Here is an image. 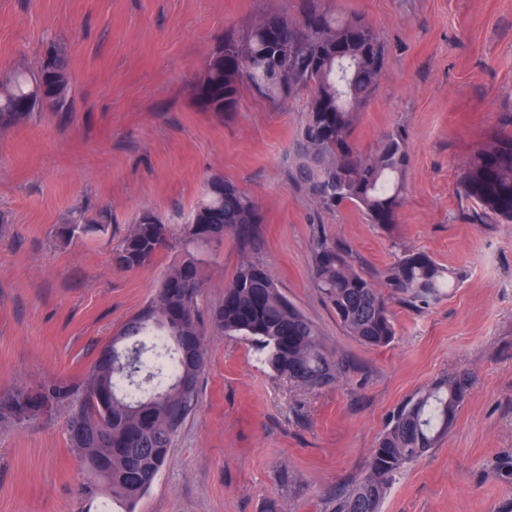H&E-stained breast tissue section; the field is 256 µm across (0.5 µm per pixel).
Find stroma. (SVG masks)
Here are the masks:
<instances>
[{"mask_svg":"<svg viewBox=\"0 0 512 512\" xmlns=\"http://www.w3.org/2000/svg\"><path fill=\"white\" fill-rule=\"evenodd\" d=\"M380 32V85L353 137L392 129L409 146L408 196L392 229L353 207L317 208L293 176L306 98L271 103L242 87L231 112H207L188 85L208 51L298 0H0V74L37 70L64 46L72 109L0 133V393L78 385L99 351L156 294L181 258L164 249L120 270L111 249L149 209L186 223L204 183L222 178L264 216L254 241L206 250L203 303L219 304L244 260L264 265L318 327L346 372L320 389L273 375L254 344L211 333L199 404L134 512H333L365 474L401 404L469 371V393L436 448L393 480L380 512H512V224L479 219L458 189L471 155L512 115V0H325ZM110 232L61 239L78 212ZM381 277L405 250L464 271L419 308L393 297L396 336L371 348L318 291L320 235ZM69 411L0 426V512H96L91 477L69 444Z\"/></svg>","mask_w":512,"mask_h":512,"instance_id":"35a3bbf8","label":"stroma"}]
</instances>
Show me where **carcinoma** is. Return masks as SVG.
I'll return each instance as SVG.
<instances>
[{
    "label": "carcinoma",
    "instance_id": "1",
    "mask_svg": "<svg viewBox=\"0 0 512 512\" xmlns=\"http://www.w3.org/2000/svg\"><path fill=\"white\" fill-rule=\"evenodd\" d=\"M385 55L380 33L364 18L339 17L321 0H300L298 15H267L214 45L190 93L207 112L233 111L245 84L272 102L306 95L307 113L294 150L296 181L319 207L351 205L389 230L408 192L407 139L399 130L385 133L368 154L352 139L358 111L382 77ZM70 104L69 58L52 43L37 71L17 69L0 79V131L31 120L45 107L62 112ZM459 189L484 214L512 223V131L496 132L473 153ZM99 220L64 224L59 236L69 240L103 232L104 216ZM261 223L258 203L228 181L222 193L203 188L189 223L176 228L142 210L114 249L113 265L136 269L176 244L183 257L166 273L155 297L112 337V347L128 353V369H114L102 353L78 396L64 382L35 390L15 386L0 396V423L21 424L68 405L71 448L97 479L96 489L132 512L129 506L148 491L143 475L165 466L178 430L197 406L209 332L245 337L256 345L264 366L301 385L337 383L343 364L325 350L317 327L281 293L263 265L244 261L226 285L223 301L202 314L200 248L226 234L249 243ZM312 265L317 288L351 336L369 347L394 339L383 293L348 248L322 238ZM459 277L418 251L404 252L382 275L393 294L420 307ZM469 387V374L459 371L402 404L371 449L367 474L336 497L335 512H379L394 476L448 432Z\"/></svg>",
    "mask_w": 512,
    "mask_h": 512
}]
</instances>
